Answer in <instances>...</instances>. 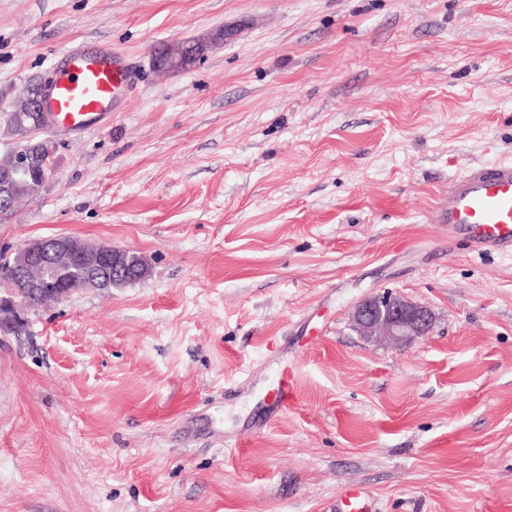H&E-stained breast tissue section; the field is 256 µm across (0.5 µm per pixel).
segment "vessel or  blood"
<instances>
[{"mask_svg":"<svg viewBox=\"0 0 512 512\" xmlns=\"http://www.w3.org/2000/svg\"><path fill=\"white\" fill-rule=\"evenodd\" d=\"M54 70L45 106L55 128L82 134L109 122L117 111L130 75L111 45L67 47ZM438 223L449 237L467 233L480 252L512 253V160L476 165L454 178L437 206ZM296 374L281 364L268 395L271 413L295 404Z\"/></svg>","mask_w":512,"mask_h":512,"instance_id":"vessel-or-blood-1","label":"vessel or blood"}]
</instances>
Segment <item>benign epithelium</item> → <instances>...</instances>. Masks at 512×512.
Masks as SVG:
<instances>
[{
    "instance_id": "obj_1",
    "label": "benign epithelium",
    "mask_w": 512,
    "mask_h": 512,
    "mask_svg": "<svg viewBox=\"0 0 512 512\" xmlns=\"http://www.w3.org/2000/svg\"><path fill=\"white\" fill-rule=\"evenodd\" d=\"M193 40L168 44L155 55L153 65L158 72H178L191 66ZM47 85L28 96L29 111L38 113V120L26 128V140L38 139L42 126L49 123L45 108ZM32 169L28 146L11 152L6 169H0V207H14L12 180ZM11 275L0 282L8 297H0V325L21 323L17 308L23 303L50 294L60 300L70 293L56 287L61 274L74 276L79 288L108 290L145 279L150 267L142 256L115 249L108 243H90L74 235H57L27 242L16 249L8 260ZM354 330L366 339L386 340L401 346L430 333L434 316L430 309L399 294L385 291L360 301L352 313Z\"/></svg>"
}]
</instances>
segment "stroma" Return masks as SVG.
<instances>
[{"label": "stroma", "mask_w": 512, "mask_h": 512, "mask_svg": "<svg viewBox=\"0 0 512 512\" xmlns=\"http://www.w3.org/2000/svg\"><path fill=\"white\" fill-rule=\"evenodd\" d=\"M100 42L133 87L109 125L44 130L54 174L0 257L64 233L150 275L0 327V512H336L349 488L512 512V255L436 218L452 179L512 159V0H0V142L58 51ZM385 290L433 331L359 336ZM283 361L298 399L253 430ZM195 40H182L168 44L162 51L155 55L153 65L158 72H178L191 66V47Z\"/></svg>", "instance_id": "stroma-1"}]
</instances>
